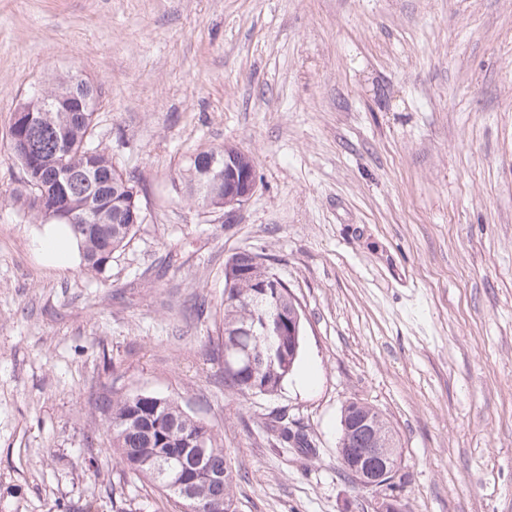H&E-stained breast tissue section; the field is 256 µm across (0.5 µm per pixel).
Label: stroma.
Returning a JSON list of instances; mask_svg holds the SVG:
<instances>
[{
  "label": "stroma",
  "instance_id": "1",
  "mask_svg": "<svg viewBox=\"0 0 512 512\" xmlns=\"http://www.w3.org/2000/svg\"><path fill=\"white\" fill-rule=\"evenodd\" d=\"M73 73L145 217L100 274L44 265L12 202V114ZM224 144L256 190L203 214L171 180ZM243 249L304 312L272 396L213 353ZM105 389L210 424L237 512H377L336 451L352 401L404 512H512V0H0V512H178L114 455ZM284 419V416L276 417L272 422L275 423L271 426L272 431L276 433L277 440L281 445H288L292 443L301 448H309L310 443L308 442L306 435L299 429L293 430L288 426V419Z\"/></svg>",
  "mask_w": 512,
  "mask_h": 512
}]
</instances>
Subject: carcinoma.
<instances>
[{"mask_svg":"<svg viewBox=\"0 0 512 512\" xmlns=\"http://www.w3.org/2000/svg\"><path fill=\"white\" fill-rule=\"evenodd\" d=\"M75 78L71 74L61 88L37 92L18 105L20 110H29V122L20 131L9 130V150L24 171L29 187L26 197L16 198L23 219L32 224L69 225L80 240L83 267L100 273L112 261V255L135 234L137 225L129 222L128 213L130 206H139V200L132 199V181L96 139L97 91L93 86L84 80L76 85L82 104L69 107L66 114L40 109V101L57 98ZM226 158L235 160L242 168L253 166L249 153L235 145L202 147L173 179V188L203 214L222 210L227 207L224 195L201 186L198 163L213 160L214 172L221 174ZM254 257L256 261L243 276L234 273L233 258L226 260L224 278L230 277L233 282L224 293L217 328L218 356L231 358L246 345L259 363L255 376L248 368L237 367L224 377V387L241 396L277 393L298 361L294 357L270 362L267 339L244 332L254 317L252 297L256 285L276 275L270 256L256 252ZM95 404L112 430L113 445L119 448L122 463L171 496L176 491L170 484L197 465L185 449H204L205 470L215 478H201L192 484L195 504L200 512H229L234 504L230 457L212 427L191 416L176 399L152 392L103 393ZM271 429L282 445L310 447L306 435L289 427L288 420L281 416L273 420ZM370 439V435L358 430L343 437L338 448L340 458L370 447Z\"/></svg>","mask_w":512,"mask_h":512,"instance_id":"1","label":"carcinoma"}]
</instances>
